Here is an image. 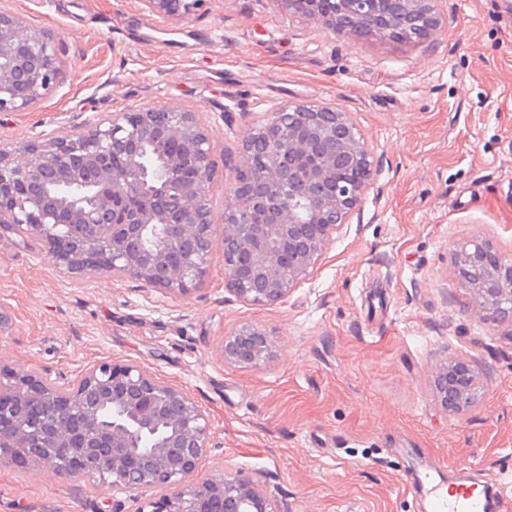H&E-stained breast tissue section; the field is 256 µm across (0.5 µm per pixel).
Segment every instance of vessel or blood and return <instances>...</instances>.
I'll return each mask as SVG.
<instances>
[{
  "label": "vessel or blood",
  "instance_id": "b4317fda",
  "mask_svg": "<svg viewBox=\"0 0 512 512\" xmlns=\"http://www.w3.org/2000/svg\"><path fill=\"white\" fill-rule=\"evenodd\" d=\"M422 486L429 512H512V493L494 477L478 482L462 478L451 490L428 479Z\"/></svg>",
  "mask_w": 512,
  "mask_h": 512
}]
</instances>
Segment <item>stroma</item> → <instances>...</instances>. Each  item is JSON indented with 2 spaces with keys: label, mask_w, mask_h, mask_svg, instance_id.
Listing matches in <instances>:
<instances>
[{
  "label": "stroma",
  "mask_w": 512,
  "mask_h": 512,
  "mask_svg": "<svg viewBox=\"0 0 512 512\" xmlns=\"http://www.w3.org/2000/svg\"><path fill=\"white\" fill-rule=\"evenodd\" d=\"M58 36L59 75L23 111L0 112V150L119 111L197 113L211 142V232L249 129L286 103L347 113L375 176L310 273L251 305L215 253L173 296L129 277L77 279L49 248L0 230V358L67 386L101 361L134 363L207 415L203 474L228 466L280 512H424L412 475L493 474L512 489V321L485 319L457 272L475 242L512 257V0H439L411 42L320 27L276 0H212L181 24L140 0H0ZM242 323L273 357L224 362ZM483 385L467 411L437 403L443 362ZM153 491L34 466L0 468V512H139Z\"/></svg>",
  "instance_id": "stroma-1"
}]
</instances>
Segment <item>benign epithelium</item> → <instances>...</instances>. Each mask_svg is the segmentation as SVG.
I'll return each instance as SVG.
<instances>
[{"label":"benign epithelium","instance_id":"1","mask_svg":"<svg viewBox=\"0 0 512 512\" xmlns=\"http://www.w3.org/2000/svg\"><path fill=\"white\" fill-rule=\"evenodd\" d=\"M210 0H142L145 11L180 23ZM438 0H391L377 25V0H277L334 31L395 26L428 32ZM57 37L0 13V112L31 107L58 75ZM234 169L224 236L211 233L210 137L194 112L164 107L114 112L83 130L13 152L0 151V225L48 243L74 277L127 276L183 295L201 284L216 247L229 290L254 305L284 300L331 241L371 180L367 144L344 112L289 102L249 130ZM197 170L186 182L185 165ZM486 270L478 306L490 318L496 295L512 297V258L482 243L461 252L457 269ZM274 352L266 329L245 323L224 337L231 364L257 365ZM441 407L462 412L481 385L465 360L436 368ZM112 409L108 425L102 411ZM144 429L162 433L147 451ZM210 425L182 389L139 366L101 362L75 385L0 363V466L34 463L61 475L108 480L117 492L156 491L147 512H280L253 480L222 470L198 481Z\"/></svg>","mask_w":512,"mask_h":512}]
</instances>
